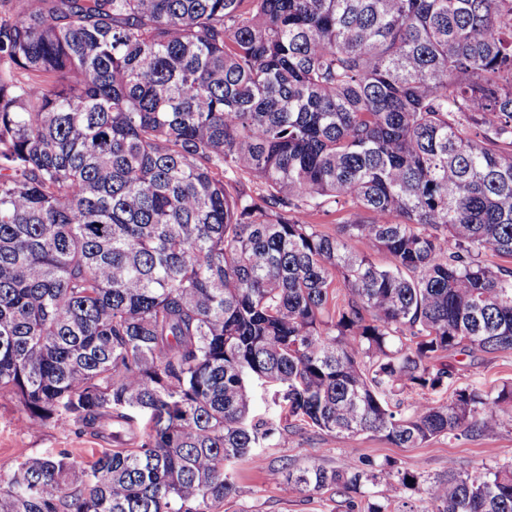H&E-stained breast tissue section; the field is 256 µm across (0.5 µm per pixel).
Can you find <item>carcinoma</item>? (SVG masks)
Listing matches in <instances>:
<instances>
[{
	"mask_svg": "<svg viewBox=\"0 0 512 512\" xmlns=\"http://www.w3.org/2000/svg\"><path fill=\"white\" fill-rule=\"evenodd\" d=\"M489 251L512 258V0H0V394L108 444L1 463L0 512H217L242 459L348 512H512V460L265 456L298 422L511 429L512 382L425 397L445 359L512 352ZM275 391V388L270 387L268 391L265 393L261 389H257L252 394V414L264 417L267 419H272L273 421L278 422L281 416V408L279 406H275L271 397Z\"/></svg>",
	"mask_w": 512,
	"mask_h": 512,
	"instance_id": "1",
	"label": "carcinoma"
}]
</instances>
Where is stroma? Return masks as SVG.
Here are the masks:
<instances>
[{
	"label": "stroma",
	"mask_w": 512,
	"mask_h": 512,
	"mask_svg": "<svg viewBox=\"0 0 512 512\" xmlns=\"http://www.w3.org/2000/svg\"><path fill=\"white\" fill-rule=\"evenodd\" d=\"M458 385L491 388L512 382V352L485 358L458 356ZM66 448L79 461L89 464L101 453V441L79 436L51 426L30 429L28 416L12 395L0 397V463L19 462ZM269 460L286 457L299 464L317 463L325 468L337 467L349 460L362 465L394 462L398 467L434 476L454 469L464 471L477 465H492L512 458V429L493 435L460 436L433 440L427 446L399 448L372 435L340 437L305 426L288 437L287 448L267 449ZM238 498L226 501L217 512H342L343 498L326 492L299 494L284 492L266 471L255 468L248 460L235 463Z\"/></svg>",
	"instance_id": "obj_1"
}]
</instances>
